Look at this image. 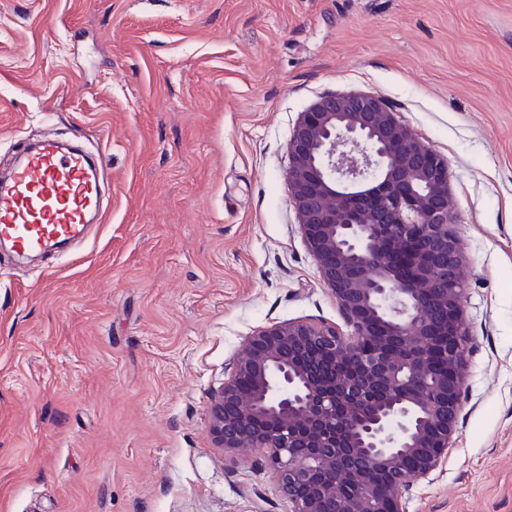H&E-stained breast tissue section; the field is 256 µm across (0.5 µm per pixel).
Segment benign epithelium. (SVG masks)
Instances as JSON below:
<instances>
[{"mask_svg": "<svg viewBox=\"0 0 512 512\" xmlns=\"http://www.w3.org/2000/svg\"><path fill=\"white\" fill-rule=\"evenodd\" d=\"M288 155L302 238L351 332L289 321L248 337L212 439L266 451L291 512H404L448 456L473 345L448 161L361 92L301 112Z\"/></svg>", "mask_w": 512, "mask_h": 512, "instance_id": "benign-epithelium-1", "label": "benign epithelium"}]
</instances>
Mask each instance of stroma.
I'll list each match as a JSON object with an SVG mask.
<instances>
[{"instance_id":"obj_1","label":"stroma","mask_w":512,"mask_h":512,"mask_svg":"<svg viewBox=\"0 0 512 512\" xmlns=\"http://www.w3.org/2000/svg\"><path fill=\"white\" fill-rule=\"evenodd\" d=\"M362 92L448 160L474 338L448 459L405 512H512V0H0V173L52 136L102 163L85 237L0 249V512H289L216 448L246 338L344 319L288 140Z\"/></svg>"}]
</instances>
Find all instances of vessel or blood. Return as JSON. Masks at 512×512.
Here are the masks:
<instances>
[{
	"label": "vessel or blood",
	"instance_id": "b4317fda",
	"mask_svg": "<svg viewBox=\"0 0 512 512\" xmlns=\"http://www.w3.org/2000/svg\"><path fill=\"white\" fill-rule=\"evenodd\" d=\"M99 198V179L84 151L51 141L22 148L8 183L0 184V240L35 254L77 238Z\"/></svg>",
	"mask_w": 512,
	"mask_h": 512
}]
</instances>
